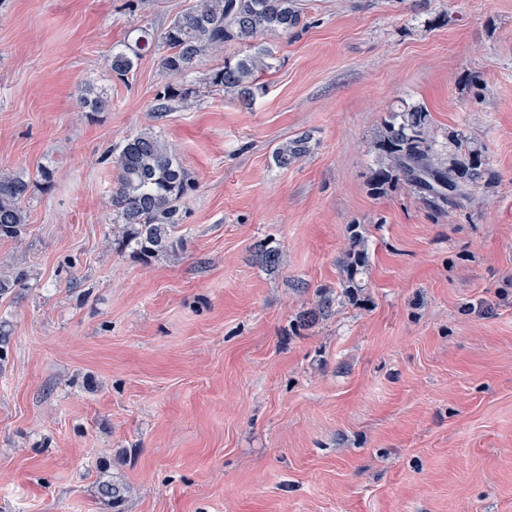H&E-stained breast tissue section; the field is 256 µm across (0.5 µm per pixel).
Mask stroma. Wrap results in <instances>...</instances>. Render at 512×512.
I'll return each mask as SVG.
<instances>
[{"mask_svg":"<svg viewBox=\"0 0 512 512\" xmlns=\"http://www.w3.org/2000/svg\"><path fill=\"white\" fill-rule=\"evenodd\" d=\"M189 3L0 0V170L54 168L22 241L0 240V274L28 271L0 297V512H116L104 474L134 488L117 512H512V0H306L251 107L210 92L158 119L160 52L120 80L112 49ZM403 98L495 183L443 213L374 193ZM145 128L197 184L184 250L148 265L112 247L107 159ZM301 134L310 154L278 167ZM309 135L302 134L285 144L279 145L273 151L275 163L281 168H288L296 161L310 153ZM349 240L350 247L343 265L345 279H343L341 286L346 291L362 287L360 279L366 263L365 251L362 246V235L356 230H351ZM257 260L267 270H278L284 263V256L279 248L271 247L265 242H260L254 247Z\"/></svg>","mask_w":512,"mask_h":512,"instance_id":"stroma-1","label":"stroma"}]
</instances>
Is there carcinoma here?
Segmentation results:
<instances>
[{"instance_id":"obj_1","label":"carcinoma","mask_w":512,"mask_h":512,"mask_svg":"<svg viewBox=\"0 0 512 512\" xmlns=\"http://www.w3.org/2000/svg\"><path fill=\"white\" fill-rule=\"evenodd\" d=\"M303 19L302 0H192L161 31L140 20L134 28V43L112 48V72L127 77L145 54L166 48L161 67L171 82L154 104L156 114L162 115L170 110V102L190 96L189 89L178 85L176 79L196 69L205 57L223 52L227 45H237L240 53L224 58L223 66L205 73L202 84L249 106L258 80L274 68L276 60L265 37L286 36ZM80 103L91 112H104L110 99L103 91L84 92ZM371 151L376 156L372 190L382 192L391 184H406L436 210L455 206L494 179L482 151L464 133L456 131L445 144H438L430 134V113L421 102H405L387 112ZM309 153V135L302 134L276 147L273 158L286 169ZM112 155V220L119 225L118 249H129L145 262L177 254L185 242L180 234L184 221L181 202L195 190L177 148L148 128L126 135ZM30 189L31 181L23 174L0 171V240L18 241L26 233L25 201ZM349 240L342 287L350 291L360 287L366 256L358 231H350ZM254 253L268 270H277L284 263L282 251L266 242L257 244ZM27 278L23 268L0 276V296L11 293ZM98 491L102 498L119 503L133 488L107 479Z\"/></svg>"}]
</instances>
